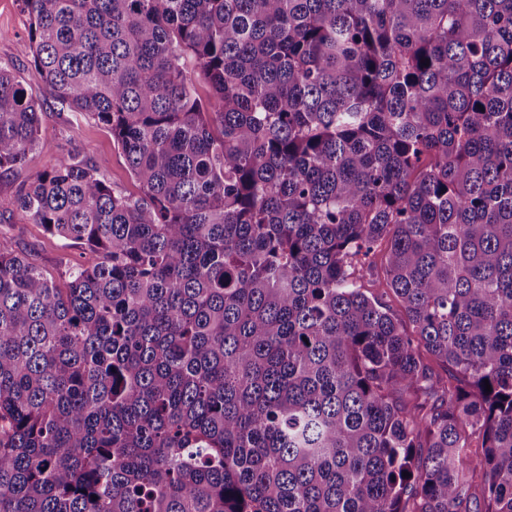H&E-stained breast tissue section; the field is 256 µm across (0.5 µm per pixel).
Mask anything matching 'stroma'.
<instances>
[{"label":"stroma","instance_id":"obj_1","mask_svg":"<svg viewBox=\"0 0 512 512\" xmlns=\"http://www.w3.org/2000/svg\"><path fill=\"white\" fill-rule=\"evenodd\" d=\"M28 18L19 0H0V66L11 69L41 106L40 143L25 163L0 173V241L66 287L74 265L92 266L101 256L78 244L46 234L16 206L31 178L49 169L62 153L73 150L97 163L98 175L115 192L137 197L141 190L111 132L97 120L64 107L33 74Z\"/></svg>","mask_w":512,"mask_h":512}]
</instances>
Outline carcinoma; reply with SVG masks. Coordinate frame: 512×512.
<instances>
[{"label": "carcinoma", "mask_w": 512, "mask_h": 512, "mask_svg": "<svg viewBox=\"0 0 512 512\" xmlns=\"http://www.w3.org/2000/svg\"><path fill=\"white\" fill-rule=\"evenodd\" d=\"M19 2L142 195L18 198L102 261L0 242V512H512V0Z\"/></svg>", "instance_id": "cac0c4a2"}]
</instances>
